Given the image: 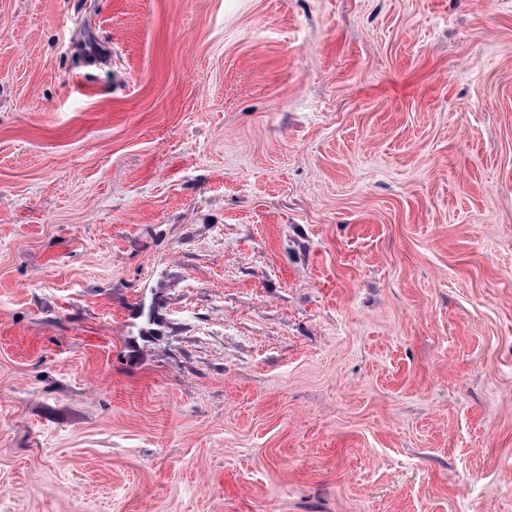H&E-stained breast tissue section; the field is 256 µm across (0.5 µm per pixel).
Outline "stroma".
Segmentation results:
<instances>
[{
    "mask_svg": "<svg viewBox=\"0 0 512 512\" xmlns=\"http://www.w3.org/2000/svg\"><path fill=\"white\" fill-rule=\"evenodd\" d=\"M0 512H512V0H0Z\"/></svg>",
    "mask_w": 512,
    "mask_h": 512,
    "instance_id": "1",
    "label": "stroma"
}]
</instances>
